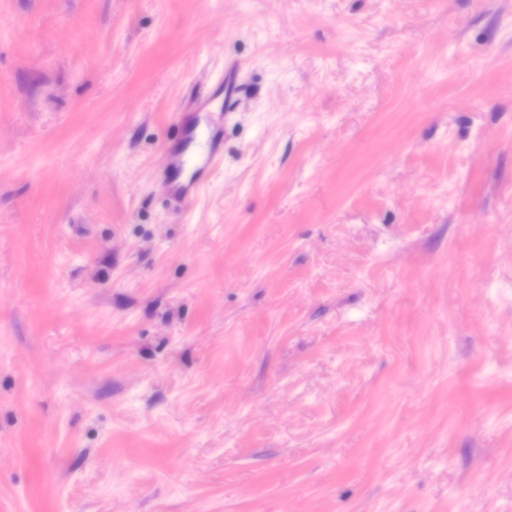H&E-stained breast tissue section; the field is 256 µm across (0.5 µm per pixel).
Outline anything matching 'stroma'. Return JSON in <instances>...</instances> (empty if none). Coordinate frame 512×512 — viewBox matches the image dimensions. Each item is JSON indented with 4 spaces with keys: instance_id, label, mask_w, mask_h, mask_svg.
<instances>
[{
    "instance_id": "35a3bbf8",
    "label": "stroma",
    "mask_w": 512,
    "mask_h": 512,
    "mask_svg": "<svg viewBox=\"0 0 512 512\" xmlns=\"http://www.w3.org/2000/svg\"><path fill=\"white\" fill-rule=\"evenodd\" d=\"M0 512H512V0H0Z\"/></svg>"
}]
</instances>
